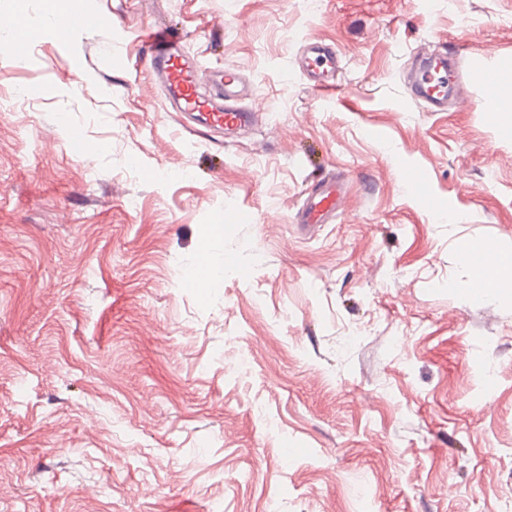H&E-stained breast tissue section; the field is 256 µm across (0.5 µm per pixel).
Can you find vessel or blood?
Here are the masks:
<instances>
[{"label":"vessel or blood","mask_w":512,"mask_h":512,"mask_svg":"<svg viewBox=\"0 0 512 512\" xmlns=\"http://www.w3.org/2000/svg\"><path fill=\"white\" fill-rule=\"evenodd\" d=\"M0 28L14 32L12 41L0 45V55L20 58L32 37V29L15 16L1 17ZM149 48L146 62L162 84L174 111L191 117L198 125L229 133L245 131L256 122V111L246 105L249 88L239 68L232 63L210 68L196 56L181 48L170 26L150 28L144 36ZM298 66L309 86L318 92L336 89L340 62L335 51L321 41L306 43ZM467 77L459 60L446 55L435 58L434 65L419 66L411 77L412 94L433 106L443 109L449 94H462ZM345 191L336 180H328L309 196L298 211L300 224H321L340 210Z\"/></svg>","instance_id":"vessel-or-blood-1"}]
</instances>
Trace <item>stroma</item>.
Here are the masks:
<instances>
[{
  "label": "stroma",
  "mask_w": 512,
  "mask_h": 512,
  "mask_svg": "<svg viewBox=\"0 0 512 512\" xmlns=\"http://www.w3.org/2000/svg\"><path fill=\"white\" fill-rule=\"evenodd\" d=\"M69 8L0 58V95L45 87L0 109V512H512V295L456 289L461 241L512 250V123L480 82L444 112L408 84L434 52L512 68V0ZM158 23L244 71L250 130L181 126ZM326 176L345 206L295 224ZM298 66L313 90L322 93L336 90V75L341 67L336 52L329 45L322 41L307 42Z\"/></svg>",
  "instance_id": "stroma-1"
}]
</instances>
